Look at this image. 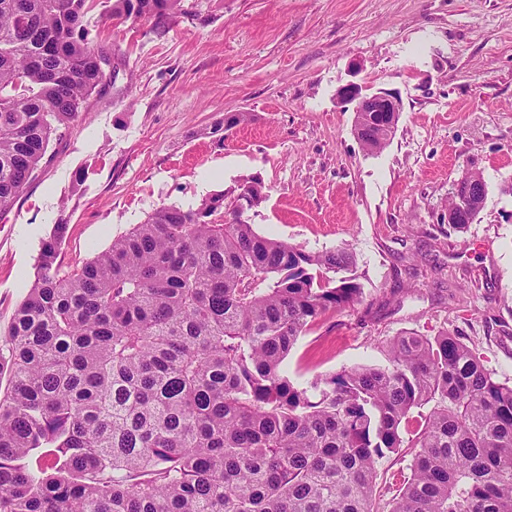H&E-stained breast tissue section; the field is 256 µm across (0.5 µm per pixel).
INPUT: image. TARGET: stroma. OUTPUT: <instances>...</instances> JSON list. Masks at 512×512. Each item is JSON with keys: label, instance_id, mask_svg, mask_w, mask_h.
<instances>
[{"label": "stroma", "instance_id": "1", "mask_svg": "<svg viewBox=\"0 0 512 512\" xmlns=\"http://www.w3.org/2000/svg\"><path fill=\"white\" fill-rule=\"evenodd\" d=\"M164 36L90 13L118 65L0 213V333L56 225L72 265L163 205L260 177L257 232L317 252L350 246L363 302L333 311L283 364L316 376L385 360L402 333H462L512 384V0H184ZM396 93L389 145L352 134L348 82ZM254 119L224 134V115ZM487 194L448 227L463 172Z\"/></svg>", "mask_w": 512, "mask_h": 512}]
</instances>
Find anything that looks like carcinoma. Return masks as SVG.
<instances>
[{
    "label": "carcinoma",
    "mask_w": 512,
    "mask_h": 512,
    "mask_svg": "<svg viewBox=\"0 0 512 512\" xmlns=\"http://www.w3.org/2000/svg\"><path fill=\"white\" fill-rule=\"evenodd\" d=\"M96 0H0V212L104 86ZM164 35L182 0H109ZM359 138L383 151L380 122ZM254 177L163 205L70 268L55 226L0 336V512H379L377 463L411 448L389 512H512V385L458 332L294 385L283 363L363 301L348 247L260 235ZM470 211L483 202L479 176Z\"/></svg>",
    "instance_id": "cac0c4a2"
}]
</instances>
